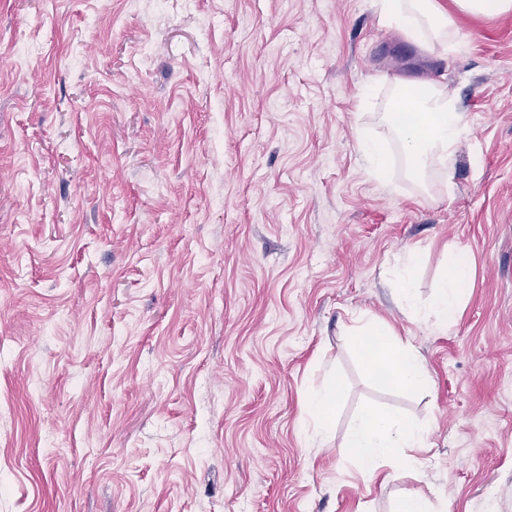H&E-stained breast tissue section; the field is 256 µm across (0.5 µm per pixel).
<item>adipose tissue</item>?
Returning a JSON list of instances; mask_svg holds the SVG:
<instances>
[{
  "mask_svg": "<svg viewBox=\"0 0 512 512\" xmlns=\"http://www.w3.org/2000/svg\"><path fill=\"white\" fill-rule=\"evenodd\" d=\"M379 6L382 24L404 32L427 49L455 51L453 20L437 0H380ZM385 119L399 139L411 175L423 177L433 166L453 172L465 124L452 97L436 85L426 83L418 91L399 95L387 109ZM470 275L467 259H458L449 266L429 306L437 325H447L457 316ZM358 336L368 367L375 376L408 389L426 383L427 374L418 352L413 346L398 342L392 330L370 325L359 329ZM426 445L425 430L406 419L374 413L362 416L344 443L347 453L369 470L392 458L400 449Z\"/></svg>",
  "mask_w": 512,
  "mask_h": 512,
  "instance_id": "1",
  "label": "adipose tissue"
}]
</instances>
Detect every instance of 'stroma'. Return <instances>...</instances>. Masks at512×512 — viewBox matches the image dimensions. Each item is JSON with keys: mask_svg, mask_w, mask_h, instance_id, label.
<instances>
[{"mask_svg": "<svg viewBox=\"0 0 512 512\" xmlns=\"http://www.w3.org/2000/svg\"><path fill=\"white\" fill-rule=\"evenodd\" d=\"M438 3L447 55L377 0H0V512H512V11ZM399 79L463 113L453 179L408 174ZM368 323L423 389L373 377ZM370 412L427 448L364 471ZM360 150L370 174L379 180H384L388 170V162L384 151L375 142L367 139L360 142ZM470 275L471 270L464 255L448 267L429 306V313L437 325H448V321L457 316ZM356 336H359L368 367L375 376L408 389L427 382V374L416 349L398 342L389 328L370 325L359 329ZM336 399L337 388L332 383L320 390L314 391L308 398V415L321 434H329L333 428Z\"/></svg>", "mask_w": 512, "mask_h": 512, "instance_id": "obj_1", "label": "stroma"}]
</instances>
